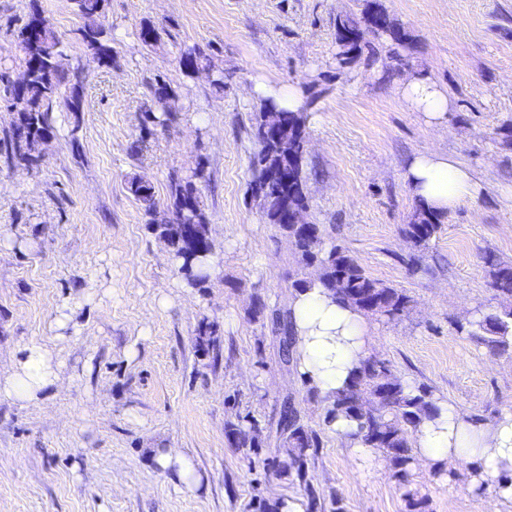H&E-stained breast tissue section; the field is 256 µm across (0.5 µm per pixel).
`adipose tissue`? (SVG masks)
I'll use <instances>...</instances> for the list:
<instances>
[{
  "label": "adipose tissue",
  "mask_w": 512,
  "mask_h": 512,
  "mask_svg": "<svg viewBox=\"0 0 512 512\" xmlns=\"http://www.w3.org/2000/svg\"><path fill=\"white\" fill-rule=\"evenodd\" d=\"M401 94L422 112L427 124L445 123L450 102L431 78L412 76ZM403 177L416 198L440 213L476 199L483 190L468 169L432 152L411 158ZM288 310L296 336V369L323 402H332L369 354L370 324L315 277L308 287L293 292ZM58 379V361L43 344L33 341L10 371L0 372V398L33 402ZM413 458L417 465L444 473L459 463L471 464V487H483L495 500L512 503V412L477 424L440 402L438 417L423 421L415 432Z\"/></svg>",
  "instance_id": "adipose-tissue-1"
}]
</instances>
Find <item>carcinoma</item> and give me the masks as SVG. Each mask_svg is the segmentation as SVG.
Instances as JSON below:
<instances>
[{
	"label": "carcinoma",
	"instance_id": "1",
	"mask_svg": "<svg viewBox=\"0 0 512 512\" xmlns=\"http://www.w3.org/2000/svg\"><path fill=\"white\" fill-rule=\"evenodd\" d=\"M104 2L73 0L77 13L84 20L78 29L83 44L99 62L108 65L112 62V46L101 22ZM375 17L384 22L380 33L390 36L399 45L407 40V34L396 31L384 12L372 9L359 19L337 18L336 43L349 46L351 51L359 49ZM17 42L19 55L0 63V98L13 114L9 129L0 138V152L33 169L42 161L40 146L54 136L52 114L82 111V86L77 80L79 70L62 66L67 46L37 8H31L18 28ZM15 66L25 74L20 84L10 80V71ZM180 67L185 76L191 77L211 67V56L205 49L194 46L181 54ZM176 103L177 96L171 85L163 80L156 81L151 86V104L145 111L144 131L151 133L149 125L155 124L157 115H172ZM305 122V113L281 109L271 98L263 100L260 110L253 114L252 131L258 149L250 160L252 186L265 215L283 207L307 206L303 170ZM193 177L194 180L205 179V167H196ZM194 180L173 181L171 208L163 216L158 215L152 187L147 181L134 176L128 181V189L142 203L152 230L164 238L182 260L181 271L187 282L202 288L209 278L206 261L211 244L207 236V217ZM442 219L443 215L419 203L405 234L414 246L425 247L439 231ZM278 228L295 240L297 253L305 265L315 263L320 267V281L341 301L365 314L389 320H397L408 312L411 299L403 290L369 277L358 259L344 248L323 249L317 225H309V233L305 235L293 224H280ZM484 262L490 268L491 287L498 294L512 298V265L498 261L491 254L484 257ZM273 322L282 335V359L288 364L295 342L291 324L281 323L278 316ZM467 332L471 339L493 352L507 351L512 347V307L479 312L469 322ZM438 411L431 391L408 387L394 374L389 363L367 357L346 387L326 405L325 419L343 415L357 421L365 444L380 451L390 462L393 476L404 487L409 512H422L425 499L409 480L413 461L410 431L423 420L434 418ZM248 421L250 415H240L237 422L226 423L224 431L237 448L249 453L260 447V440L242 429L241 423ZM277 431L288 456L285 466L288 476L299 482L310 507H318L319 497L309 484L308 470L320 448L319 435L304 423L296 407L288 401L283 406Z\"/></svg>",
	"mask_w": 512,
	"mask_h": 512
}]
</instances>
